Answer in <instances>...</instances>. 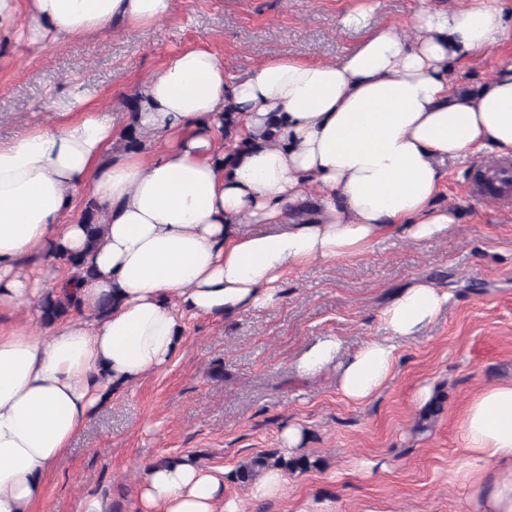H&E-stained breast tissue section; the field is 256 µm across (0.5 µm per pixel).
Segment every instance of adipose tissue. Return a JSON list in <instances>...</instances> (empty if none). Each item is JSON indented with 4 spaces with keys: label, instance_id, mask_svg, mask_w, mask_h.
Segmentation results:
<instances>
[{
    "label": "adipose tissue",
    "instance_id": "1",
    "mask_svg": "<svg viewBox=\"0 0 512 512\" xmlns=\"http://www.w3.org/2000/svg\"><path fill=\"white\" fill-rule=\"evenodd\" d=\"M173 4L0 0V36L22 17L38 45L131 31L171 18ZM509 39L500 0H423L406 26L370 33L337 61L273 57L241 78L206 47L181 50L142 85L135 152L121 148L115 115L83 111L79 88L58 102L59 126L0 139V512H32L111 390L173 359L184 317L233 319L278 302L293 269L365 255L388 234L420 242L447 230L454 214L436 203L445 160L512 154V64L469 93L448 62ZM230 104L249 151L216 143ZM85 195L101 224L92 245L67 219ZM59 245L91 274L74 288L78 314L47 328L40 305ZM450 299L413 279L382 312L388 338L345 357L319 336L296 367H335L341 395L366 402L391 376L396 340L414 339ZM461 428L458 473L477 512H512V382L475 395ZM135 494L140 512H238L223 472L180 458L141 463Z\"/></svg>",
    "mask_w": 512,
    "mask_h": 512
}]
</instances>
